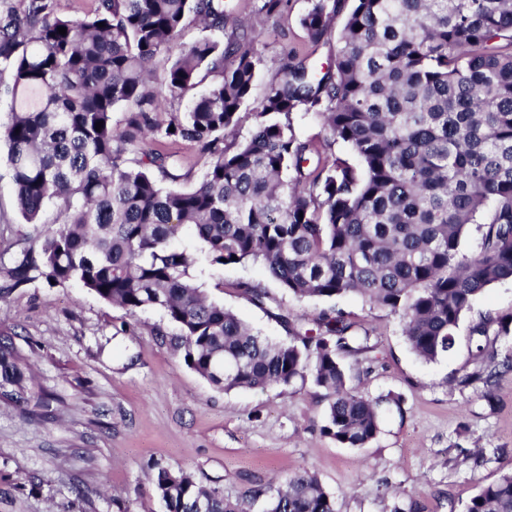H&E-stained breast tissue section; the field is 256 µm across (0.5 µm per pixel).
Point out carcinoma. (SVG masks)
I'll list each match as a JSON object with an SVG mask.
<instances>
[{"label":"carcinoma","mask_w":512,"mask_h":512,"mask_svg":"<svg viewBox=\"0 0 512 512\" xmlns=\"http://www.w3.org/2000/svg\"><path fill=\"white\" fill-rule=\"evenodd\" d=\"M310 2L301 25L316 40L335 24L336 4ZM228 16L224 0H96L79 17L54 0L0 10V98L10 101L0 135L16 205L29 224L49 204L59 218L0 269V298L36 280L77 282L130 317L160 310L179 329L185 364L212 385L309 380L328 395L322 432L365 448L383 407L401 408L400 396L372 397L352 382L344 360L369 352L367 338L330 308L296 326L274 314L292 336L273 341L210 300L189 276L193 255L170 240L191 226L213 266L259 264L296 298L357 294L400 322L422 360L450 352L475 298L512 279V0H353L326 69L275 61L255 111L248 102L268 62L248 24L226 32ZM189 19L211 35L182 46ZM176 48L172 99L212 83L160 120L151 64ZM298 113L319 117L357 164L300 139ZM148 136L157 148L145 151ZM167 141L195 146L194 187L176 186L184 164L160 149ZM472 225L480 238L467 252ZM239 287L256 306L274 302L258 283ZM511 332L512 313L473 322L476 366L456 384L479 382L492 400L512 371V353L495 343ZM30 372L14 334L0 330V403L41 406ZM152 482L165 512H194L199 500L207 512H250L261 498L264 512H336L306 469L236 500L185 468L161 467ZM464 512H512V474L484 485Z\"/></svg>","instance_id":"carcinoma-1"}]
</instances>
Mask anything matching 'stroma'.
Returning a JSON list of instances; mask_svg holds the SVG:
<instances>
[{
  "label": "stroma",
  "instance_id": "obj_1",
  "mask_svg": "<svg viewBox=\"0 0 512 512\" xmlns=\"http://www.w3.org/2000/svg\"><path fill=\"white\" fill-rule=\"evenodd\" d=\"M228 3L233 16L251 20L264 58L290 52L321 65L336 51V31L314 42L301 26L309 0H288L272 16L256 14L255 0ZM35 234L0 159V261L10 262ZM171 244L195 254L189 274L212 300L265 335L290 338L242 294L240 282L261 284L295 317L340 311L356 334L369 336L362 388L400 394L401 410L385 415L370 447L341 446L321 431L325 390L308 382L218 389L185 365L174 348L179 330L162 312L132 318L79 285L38 280L0 298V326L15 330L35 389L52 396L34 415L0 405V512H164L148 478L155 466L188 469L233 500L306 467L334 497L336 512H391L411 503L419 512H463L482 486L512 472V372L500 377L491 405L481 385L450 383L472 367V321L512 313V281L480 294L454 349L427 363L398 320L360 296L299 300L260 265L211 266L191 229Z\"/></svg>",
  "mask_w": 512,
  "mask_h": 512
}]
</instances>
